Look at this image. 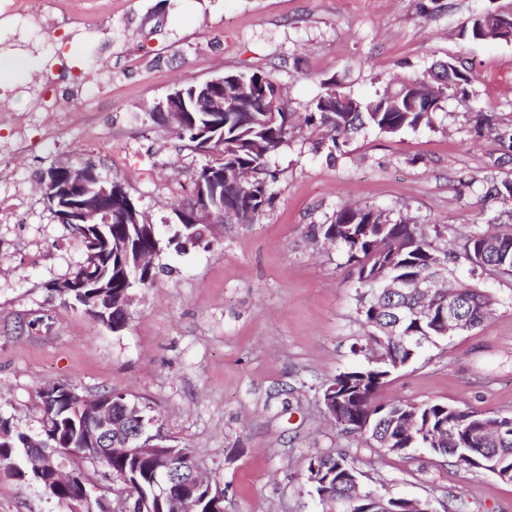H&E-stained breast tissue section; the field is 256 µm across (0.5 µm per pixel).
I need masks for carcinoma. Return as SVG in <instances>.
I'll return each mask as SVG.
<instances>
[{
    "mask_svg": "<svg viewBox=\"0 0 512 512\" xmlns=\"http://www.w3.org/2000/svg\"><path fill=\"white\" fill-rule=\"evenodd\" d=\"M461 36L478 41L512 42V23L488 9L472 16L462 27ZM453 74L451 84L425 83L426 75L399 82L398 87H386L372 98L363 99L344 91L332 80L309 105L301 120L313 137V150L327 152L331 158L345 153L354 136L364 129L396 136L404 130L433 127V115L450 96L467 95L472 77L450 57L447 60ZM238 76L259 86L256 97L241 104L240 111L224 113V130H213L216 136L211 160L195 174L200 178L213 166L224 170V205L234 213L224 215L226 224H253L265 208L272 205L277 193L278 169L273 159L288 143L294 130L293 114L288 112L283 97L273 98L278 87L276 77L266 71H241ZM187 125L175 132L192 149H197L195 133L204 123L206 112L199 102L190 105ZM477 131L495 133L502 151L512 152V116L498 112L470 113ZM486 196L502 204H512V178L494 179ZM205 225L188 227L175 225L166 246L177 252L185 245L195 246L203 237L194 235ZM314 241L329 242L347 257V263L357 270V314L370 328L366 344L356 351L368 356V365L341 372L325 388L328 395L336 387L343 404L338 413V428L353 433L358 430L357 418L363 407H374L366 437L381 451L395 448H424L429 452L455 460L465 471L486 469L499 478L512 481V416L487 414L461 409L451 404L432 401L418 405L415 426L407 430L400 409L409 406L404 401H380L377 394L390 374L411 362L426 343L442 338L436 328L441 303L455 295L460 298L466 328L484 324L492 313V299L483 290L470 284H452L447 279L452 252L435 244L425 228L407 219L369 205H342L330 222L314 224L310 229ZM83 247L98 242L103 255L102 273L93 282L86 273L77 270L74 278L88 287L80 289L91 303L112 302V331L121 330L127 322V296L138 288L150 285L156 272L142 268L134 275L140 255L160 252L161 239L157 229L143 224H88L79 227ZM460 254L482 272L512 275V230L492 236L478 228L462 239ZM414 280L429 277L435 287L429 293L419 288H404L388 292L380 288L386 277ZM41 448L48 454H60L71 462L66 477L45 473L36 483L52 498L73 503L84 512H104L100 502L88 506L87 485L92 475L84 463L93 462L105 468V474L120 478L117 496L129 501L149 500L153 512H169L168 500L181 498L183 488L171 485L168 497L155 494L154 476L166 465V456L116 455L102 459L95 449L85 444V417L77 414L71 400L64 394L51 399L43 407ZM31 436L18 429L12 420L0 415V470L24 476L31 468L27 448ZM350 463L341 454L324 453L310 458L308 474L319 476L314 487L317 497L324 495L340 503L344 512H379L374 499L352 498L348 483L337 480L336 470Z\"/></svg>",
    "mask_w": 512,
    "mask_h": 512,
    "instance_id": "obj_1",
    "label": "carcinoma"
}]
</instances>
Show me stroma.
I'll use <instances>...</instances> for the list:
<instances>
[{
	"mask_svg": "<svg viewBox=\"0 0 512 512\" xmlns=\"http://www.w3.org/2000/svg\"><path fill=\"white\" fill-rule=\"evenodd\" d=\"M94 31L52 21L0 26V55L23 60L0 85V415L41 432L39 390L54 383L93 396L126 393L147 407L169 444L192 448L224 488V512H321L307 481L311 456L341 453L363 483L430 501L435 512H512V482L460 470L424 450L386 454L337 428L322 391L366 365L353 347L367 329L353 267L312 244L311 225L344 203L373 205L438 229L455 249L473 227L512 225L482 200L483 177H512L491 134L469 113H512V43L459 38L489 0H86ZM460 58L467 96L448 98L432 127L388 137L366 131L330 163L308 132L276 157L274 205L254 224L214 228L210 245L162 248L150 287L136 290L112 331L54 291L83 263L81 240L47 208L39 181L75 158L120 181L163 236L172 205L189 199L204 155L153 118L181 85L226 72L275 74L291 110L305 112L336 79L371 95ZM66 101L41 112L45 99ZM450 278L484 289L490 320L427 345L395 371L380 400L439 401L512 415V275ZM0 512H70L31 478L0 474Z\"/></svg>",
	"mask_w": 512,
	"mask_h": 512,
	"instance_id": "obj_1",
	"label": "stroma"
}]
</instances>
